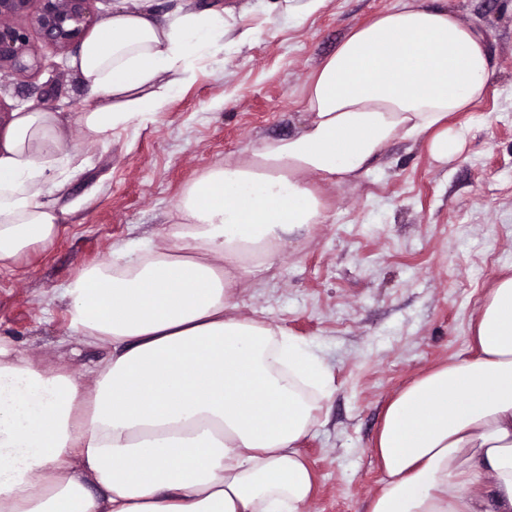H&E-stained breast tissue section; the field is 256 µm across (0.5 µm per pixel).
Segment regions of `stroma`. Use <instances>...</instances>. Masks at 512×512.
I'll use <instances>...</instances> for the list:
<instances>
[{
	"label": "stroma",
	"mask_w": 512,
	"mask_h": 512,
	"mask_svg": "<svg viewBox=\"0 0 512 512\" xmlns=\"http://www.w3.org/2000/svg\"><path fill=\"white\" fill-rule=\"evenodd\" d=\"M397 0H137L164 16L185 5L221 7L230 31L224 65L205 66L152 118L90 143L77 113L89 92L71 52L40 68L0 71V110L43 108L70 121L78 171L57 193L63 227L0 269V337L39 369L89 383L109 353L69 329L54 296L84 268L110 270L115 253L145 238L169 245V216L203 172L306 117L310 75L357 26ZM486 37L493 74L471 111L452 114L465 141L447 164L426 139H395L367 175H315L325 223L290 238L271 268L243 277L237 315L278 325L326 348L337 386L302 441L314 476L305 512H367L380 489L373 440L387 403L414 377L473 354L469 322L487 288L512 266V0H424Z\"/></svg>",
	"instance_id": "35a3bbf8"
}]
</instances>
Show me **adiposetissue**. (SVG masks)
Masks as SVG:
<instances>
[{
  "label": "adipose tissue",
  "mask_w": 512,
  "mask_h": 512,
  "mask_svg": "<svg viewBox=\"0 0 512 512\" xmlns=\"http://www.w3.org/2000/svg\"><path fill=\"white\" fill-rule=\"evenodd\" d=\"M224 11L164 17L119 7L72 61L94 99L85 136L159 112L200 64L224 63ZM485 36L422 0L355 28L311 75L293 137L202 173L171 214V244L120 250L61 291L73 334L111 352L92 385L36 369L0 338V512H304L299 453L336 390L316 339L235 315L246 266L271 267L284 234L325 223L301 179L366 174L396 138H427L447 163L448 117L480 100ZM67 123L0 114V268L53 241V196L70 171ZM477 355L415 377L375 440L383 473L368 512H512V272L470 321Z\"/></svg>",
  "instance_id": "ef3b65f1"
}]
</instances>
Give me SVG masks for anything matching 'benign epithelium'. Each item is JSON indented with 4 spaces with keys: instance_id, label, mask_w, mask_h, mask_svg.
Segmentation results:
<instances>
[{
    "instance_id": "7a95c632",
    "label": "benign epithelium",
    "mask_w": 512,
    "mask_h": 512,
    "mask_svg": "<svg viewBox=\"0 0 512 512\" xmlns=\"http://www.w3.org/2000/svg\"><path fill=\"white\" fill-rule=\"evenodd\" d=\"M92 0H0V70L24 73L38 63L39 52L66 50L93 29L98 17ZM37 34L35 45L31 34Z\"/></svg>"
}]
</instances>
